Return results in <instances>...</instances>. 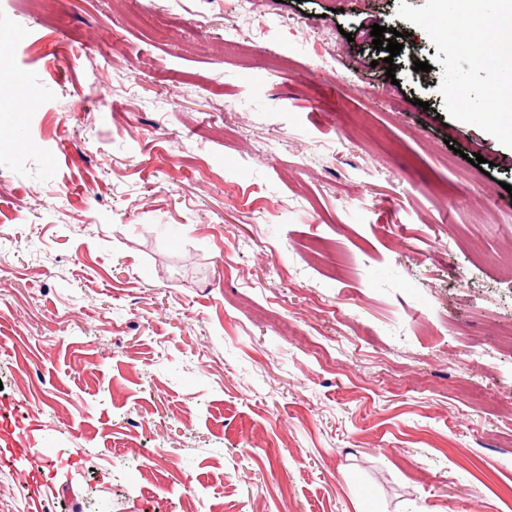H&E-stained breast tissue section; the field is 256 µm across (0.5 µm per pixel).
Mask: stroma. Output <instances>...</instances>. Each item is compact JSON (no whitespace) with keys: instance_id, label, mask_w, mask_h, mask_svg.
I'll use <instances>...</instances> for the list:
<instances>
[{"instance_id":"35a3bbf8","label":"stroma","mask_w":512,"mask_h":512,"mask_svg":"<svg viewBox=\"0 0 512 512\" xmlns=\"http://www.w3.org/2000/svg\"><path fill=\"white\" fill-rule=\"evenodd\" d=\"M399 1L0 0V403L54 512H512V149Z\"/></svg>"}]
</instances>
